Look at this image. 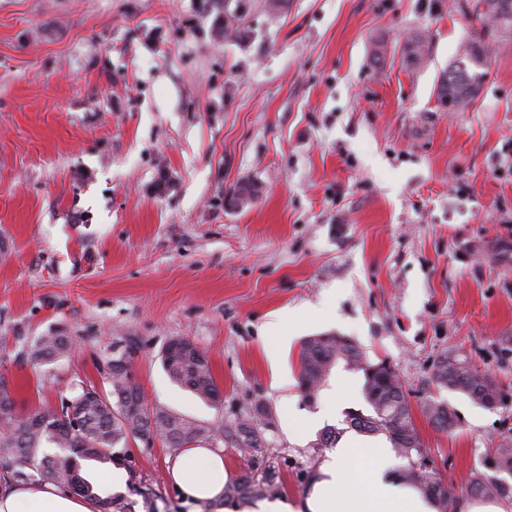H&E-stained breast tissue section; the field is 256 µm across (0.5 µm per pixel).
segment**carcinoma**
<instances>
[{"label":"carcinoma","instance_id":"carcinoma-1","mask_svg":"<svg viewBox=\"0 0 512 512\" xmlns=\"http://www.w3.org/2000/svg\"><path fill=\"white\" fill-rule=\"evenodd\" d=\"M471 12L483 22L482 30L462 40L448 68L436 85V99L445 105L448 98L461 100L468 107L477 97L492 58L512 48V0H473ZM430 37L413 34L404 47L408 66L418 68L427 61ZM185 337H173L161 353V365L175 384L200 399L217 405L220 390L209 357L198 349L185 350ZM75 349L72 337L63 331L40 336L30 346L33 363L49 365L68 358ZM132 351L110 354L104 361L110 389L104 392L93 385H82L58 406L41 405L28 411L18 409L0 378V480L8 485L51 484L63 492H72L93 503L99 512H135V502L122 493L101 495L81 472L80 461L93 460L125 468L135 477V459L130 443L143 432L154 431L166 447L179 451L214 440L231 437L234 447L263 454V429L270 425L271 412L258 405L250 416L227 426L222 422L204 424L149 405L139 382L128 375ZM299 387L308 397L321 386L336 364L363 373V397L369 407L346 413V427L327 428L321 433L320 448H334L342 435L351 430L365 436H384L394 452L406 460L400 478L422 496L432 500L437 512H448V503L456 494L440 476L428 468V451L415 424L403 383L384 361H369L349 338L337 334L309 336L299 351ZM436 385L460 392L474 403L492 409L510 396L490 374L476 368L457 352L442 355L433 373ZM421 411L435 428L450 431L448 419L456 418L450 403L431 397ZM57 452L52 453L50 449ZM488 461L492 473L477 471L467 482L472 498L507 497L512 488L499 474L512 477V442L495 449ZM282 484L275 468L267 467L259 479L250 469L224 484V500L250 502L274 499L281 495Z\"/></svg>","mask_w":512,"mask_h":512}]
</instances>
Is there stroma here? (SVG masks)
Segmentation results:
<instances>
[{"mask_svg": "<svg viewBox=\"0 0 512 512\" xmlns=\"http://www.w3.org/2000/svg\"><path fill=\"white\" fill-rule=\"evenodd\" d=\"M459 2L0 0V374L17 403L106 387L101 358L138 337L149 404L200 423L268 407L264 454L298 501L328 452L317 431L295 439L289 407L318 411L335 390L338 428L366 407L362 372L341 363L313 400L299 388L303 338L339 334L395 367L461 490L512 440V400L486 409L433 382L458 350L512 390V257L495 249L512 242V51L472 105L444 111L438 77L478 27ZM420 31L430 60L411 70L403 45ZM252 180L260 195L228 207ZM301 315L272 361V322ZM56 330L71 357L32 365L28 345ZM176 336L207 352L222 408L165 374ZM431 395L452 405L453 430L423 416ZM131 449L154 494L136 512H204L171 482L163 442Z\"/></svg>", "mask_w": 512, "mask_h": 512, "instance_id": "obj_1", "label": "stroma"}]
</instances>
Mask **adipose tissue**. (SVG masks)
I'll use <instances>...</instances> for the list:
<instances>
[{
	"mask_svg": "<svg viewBox=\"0 0 512 512\" xmlns=\"http://www.w3.org/2000/svg\"><path fill=\"white\" fill-rule=\"evenodd\" d=\"M171 477L185 497L218 501L230 477L222 451L194 448L174 458ZM0 512H93L80 497L50 487L0 486ZM251 512H435L433 505L394 473L384 443L341 441L321 467L304 500L257 502Z\"/></svg>",
	"mask_w": 512,
	"mask_h": 512,
	"instance_id": "adipose-tissue-1",
	"label": "adipose tissue"
}]
</instances>
